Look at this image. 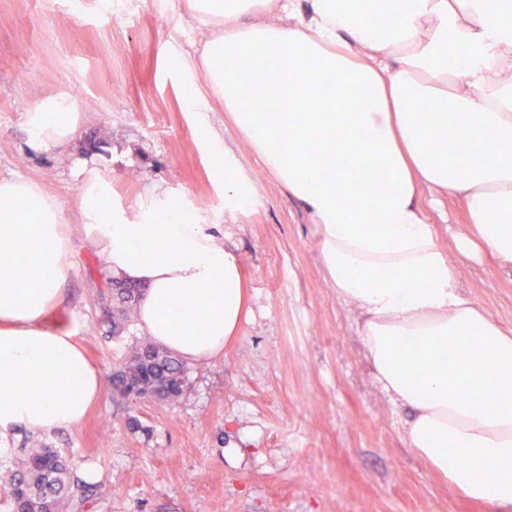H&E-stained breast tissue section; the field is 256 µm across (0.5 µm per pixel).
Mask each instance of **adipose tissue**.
<instances>
[{"instance_id": "adipose-tissue-1", "label": "adipose tissue", "mask_w": 512, "mask_h": 512, "mask_svg": "<svg viewBox=\"0 0 512 512\" xmlns=\"http://www.w3.org/2000/svg\"><path fill=\"white\" fill-rule=\"evenodd\" d=\"M205 37L184 68L312 218L326 277L364 315L370 371L409 408L406 441L463 496L512 508V328L459 287L458 260L512 269V0H185ZM426 111H418V104ZM76 103L29 111L33 146L78 134ZM501 163L475 165L486 143ZM89 241L142 285L138 326L187 363L220 356L246 308L238 256L173 198L104 208L111 177L78 161ZM463 206L444 250L422 191ZM59 199L0 177V434L78 424L106 379L48 313L73 267ZM415 351L404 354L406 346ZM495 391L498 405L476 407ZM497 477L489 481L486 470Z\"/></svg>"}]
</instances>
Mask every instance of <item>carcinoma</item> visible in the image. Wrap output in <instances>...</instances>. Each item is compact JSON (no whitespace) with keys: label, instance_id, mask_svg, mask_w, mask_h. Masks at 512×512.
<instances>
[{"label":"carcinoma","instance_id":"cac0c4a2","mask_svg":"<svg viewBox=\"0 0 512 512\" xmlns=\"http://www.w3.org/2000/svg\"><path fill=\"white\" fill-rule=\"evenodd\" d=\"M140 295L138 287L122 280L112 281V336L120 337L125 332ZM185 371L181 359L149 339H140L130 355L115 366L113 391L123 400L133 389L142 398L160 391L161 399L172 401L183 392L176 380L184 379ZM0 484L6 489L12 512H35L46 504L53 512H79L90 492L87 486H71L66 460L50 448L30 449L21 466L6 471Z\"/></svg>","mask_w":512,"mask_h":512}]
</instances>
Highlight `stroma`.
<instances>
[{
    "mask_svg": "<svg viewBox=\"0 0 512 512\" xmlns=\"http://www.w3.org/2000/svg\"><path fill=\"white\" fill-rule=\"evenodd\" d=\"M176 0H0V176L39 181L63 204L74 267L49 322L70 331L104 375L138 327L112 337L113 274L79 211L74 161L112 176L113 208L179 198L235 251L248 313L221 357L186 367L172 401L122 403L112 389L77 426L0 437V472L51 448L72 474L99 471L82 512H490L465 499L406 446V410L375 382L363 318L326 279L315 226L264 171L218 102L177 59L199 43ZM76 93L84 114L64 151L32 148L27 115L41 97ZM228 163L249 188L224 199ZM464 291L512 327V271L462 263Z\"/></svg>",
    "mask_w": 512,
    "mask_h": 512,
    "instance_id": "1",
    "label": "stroma"
}]
</instances>
